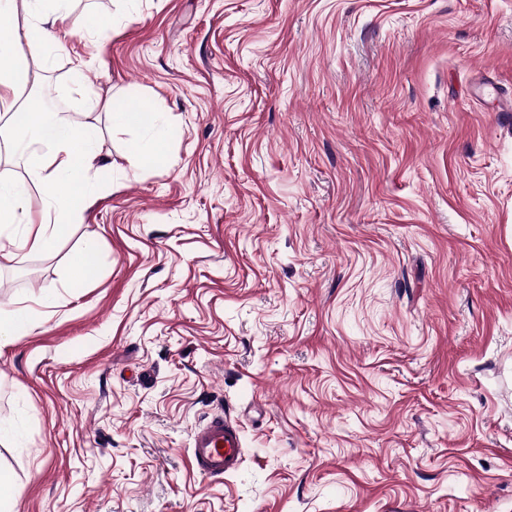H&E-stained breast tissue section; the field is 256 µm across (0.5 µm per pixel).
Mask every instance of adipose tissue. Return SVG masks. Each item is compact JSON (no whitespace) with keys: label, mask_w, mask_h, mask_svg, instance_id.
<instances>
[{"label":"adipose tissue","mask_w":512,"mask_h":512,"mask_svg":"<svg viewBox=\"0 0 512 512\" xmlns=\"http://www.w3.org/2000/svg\"><path fill=\"white\" fill-rule=\"evenodd\" d=\"M68 0H0V111L23 108L24 118L0 125V152L21 159L36 176L54 220L36 222L27 210L22 184L0 180V267L20 263L32 252H52L72 223L97 200L90 177L97 159V127L42 109V94H27L56 41L53 25L68 23ZM25 24H18L17 15ZM69 191L58 194L59 177Z\"/></svg>","instance_id":"obj_1"}]
</instances>
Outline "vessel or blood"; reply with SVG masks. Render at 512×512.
I'll return each mask as SVG.
<instances>
[{
  "label": "vessel or blood",
  "mask_w": 512,
  "mask_h": 512,
  "mask_svg": "<svg viewBox=\"0 0 512 512\" xmlns=\"http://www.w3.org/2000/svg\"><path fill=\"white\" fill-rule=\"evenodd\" d=\"M191 463L200 474L221 479L235 473L243 462L239 425L229 416L211 418L191 436Z\"/></svg>",
  "instance_id": "obj_1"
}]
</instances>
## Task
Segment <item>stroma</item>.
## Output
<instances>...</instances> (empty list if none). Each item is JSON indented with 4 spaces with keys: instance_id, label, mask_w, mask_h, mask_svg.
Returning a JSON list of instances; mask_svg holds the SVG:
<instances>
[{
    "instance_id": "obj_1",
    "label": "stroma",
    "mask_w": 512,
    "mask_h": 512,
    "mask_svg": "<svg viewBox=\"0 0 512 512\" xmlns=\"http://www.w3.org/2000/svg\"><path fill=\"white\" fill-rule=\"evenodd\" d=\"M69 11L110 26L39 86L97 124L98 199L0 270L13 512H512V0ZM214 414L223 480L188 454ZM108 119L113 127L134 128L147 123L149 113L133 108H115L110 105L106 110ZM95 254V246L87 243L81 252L76 254L71 262V273L75 278L90 279L95 274V266L92 257ZM30 324L28 310L25 307H15L4 310L0 308V345L8 336H16L17 332ZM190 451L197 472L208 478L224 479L243 462L240 426L227 415L215 416L193 432Z\"/></svg>"
}]
</instances>
